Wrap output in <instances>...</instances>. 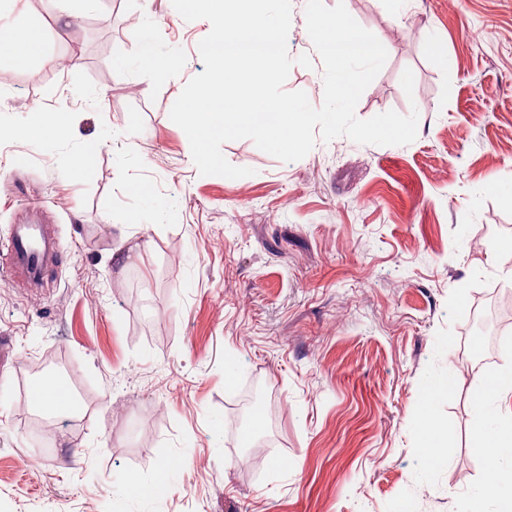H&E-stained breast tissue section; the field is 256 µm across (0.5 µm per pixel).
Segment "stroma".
Segmentation results:
<instances>
[{
  "label": "stroma",
  "instance_id": "35a3bbf8",
  "mask_svg": "<svg viewBox=\"0 0 512 512\" xmlns=\"http://www.w3.org/2000/svg\"><path fill=\"white\" fill-rule=\"evenodd\" d=\"M339 1L388 54L356 117L417 113L416 140L340 136L289 163L229 141L225 158L253 170L231 179L199 175L169 118L204 70L208 24L172 0H73L62 27L42 0H14L6 24L45 40L42 57L0 74V129L39 109L74 122L62 140L0 138L6 512H473L487 478L469 448L475 378L512 362V313L468 350L512 268V252H484L512 239V0L323 3ZM305 6L292 0L288 51L312 65L293 66L284 88L317 107ZM152 22L171 60L158 77L139 67V26ZM88 141L92 170L70 172ZM133 180L150 197L129 195ZM18 224L53 225L63 242L41 287L10 278ZM461 356L472 369L437 407L448 462L432 471L410 419ZM46 363L72 386L76 416L54 418L51 459L24 468L44 418L25 390ZM162 462L165 491H117L116 477L149 484Z\"/></svg>",
  "mask_w": 512,
  "mask_h": 512
}]
</instances>
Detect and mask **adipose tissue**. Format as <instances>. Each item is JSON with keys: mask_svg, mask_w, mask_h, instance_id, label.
Returning a JSON list of instances; mask_svg holds the SVG:
<instances>
[{"mask_svg": "<svg viewBox=\"0 0 512 512\" xmlns=\"http://www.w3.org/2000/svg\"><path fill=\"white\" fill-rule=\"evenodd\" d=\"M41 42L37 26L0 31V43L15 66H27L36 57ZM459 368L449 364L446 378L423 389L427 408L414 421L420 438V453L430 469L446 465L448 428L435 409L451 397ZM476 421L471 431L470 448L495 479L483 483L478 495L490 512H512V365L491 375L477 377L472 394Z\"/></svg>", "mask_w": 512, "mask_h": 512, "instance_id": "1", "label": "adipose tissue"}]
</instances>
